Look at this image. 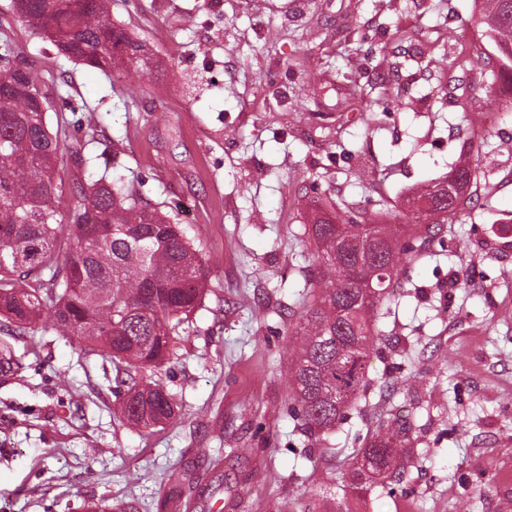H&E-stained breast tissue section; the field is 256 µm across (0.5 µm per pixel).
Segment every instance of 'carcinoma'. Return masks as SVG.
<instances>
[{
	"label": "carcinoma",
	"instance_id": "obj_1",
	"mask_svg": "<svg viewBox=\"0 0 512 512\" xmlns=\"http://www.w3.org/2000/svg\"><path fill=\"white\" fill-rule=\"evenodd\" d=\"M13 6L71 61L105 74L155 65L146 42L112 23V0H13ZM470 21L495 47L492 81L512 85V0H473ZM48 108L35 70L0 66V325L24 336L47 317L85 353L126 364V424L163 426L175 416L171 394L131 370L160 368L175 356L179 328L208 292L205 265L187 229L121 179L103 174L79 184V205L63 218L62 147L48 128ZM443 180L447 194L426 183L407 197L409 224L397 223L395 214L383 224L351 225L354 237L377 235L361 264L355 249L336 247L343 216L317 206L303 225L315 250L313 293L294 327L288 398L308 437L331 434L348 407L366 397L370 350L381 339L378 308L402 287L401 264L425 255L430 240L448 230V217L472 203L473 157L461 153ZM412 429L396 415L379 422L349 475L352 492L405 474ZM86 508L138 512L131 503Z\"/></svg>",
	"mask_w": 512,
	"mask_h": 512
}]
</instances>
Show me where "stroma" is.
Here are the masks:
<instances>
[{
    "mask_svg": "<svg viewBox=\"0 0 512 512\" xmlns=\"http://www.w3.org/2000/svg\"><path fill=\"white\" fill-rule=\"evenodd\" d=\"M472 0H112L148 41L153 72L75 63L0 0V57L43 79L77 177L119 174L183 224L209 274L176 355L144 376L175 402L134 431L109 359L53 330H0L21 369L0 372V512H512V108L480 70L435 45L469 42ZM356 71L357 83L342 75ZM140 89L126 103L130 89ZM373 100L351 110V97ZM480 180L451 232L402 269L370 357L369 401L322 440L296 428L288 334L303 311L316 201L370 219L447 175ZM369 173L358 181L359 172ZM413 425L400 486L347 481L387 414ZM201 476L205 493L190 479Z\"/></svg>",
    "mask_w": 512,
    "mask_h": 512,
    "instance_id": "stroma-1",
    "label": "stroma"
}]
</instances>
